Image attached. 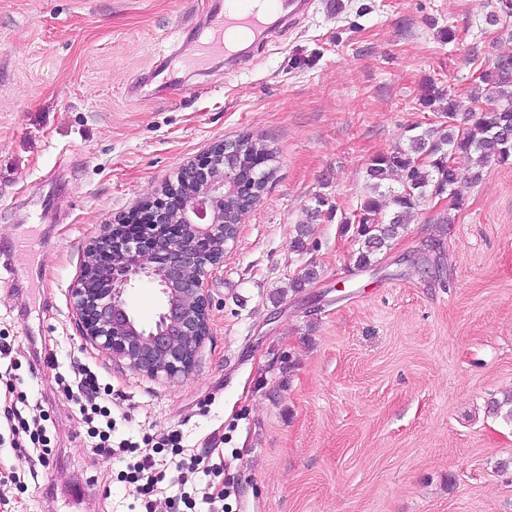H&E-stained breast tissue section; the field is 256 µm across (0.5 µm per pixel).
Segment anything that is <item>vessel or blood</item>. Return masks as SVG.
I'll return each instance as SVG.
<instances>
[{"instance_id":"b4317fda","label":"vessel or blood","mask_w":512,"mask_h":512,"mask_svg":"<svg viewBox=\"0 0 512 512\" xmlns=\"http://www.w3.org/2000/svg\"><path fill=\"white\" fill-rule=\"evenodd\" d=\"M315 0H212L209 34L197 44V61L216 55L233 61L256 49L255 34H273L305 18Z\"/></svg>"}]
</instances>
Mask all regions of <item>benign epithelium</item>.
Wrapping results in <instances>:
<instances>
[{"label":"benign epithelium","instance_id":"benign-epithelium-1","mask_svg":"<svg viewBox=\"0 0 512 512\" xmlns=\"http://www.w3.org/2000/svg\"><path fill=\"white\" fill-rule=\"evenodd\" d=\"M246 141L226 139L181 166L160 195L136 215L107 228L88 248L71 290L84 336L134 371L177 379L190 375L209 335L206 284L224 261V206L242 207L263 195L266 171L250 163ZM157 284L164 305L146 329L129 312L125 293L136 282Z\"/></svg>","mask_w":512,"mask_h":512}]
</instances>
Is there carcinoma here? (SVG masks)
Returning a JSON list of instances; mask_svg holds the SVG:
<instances>
[{
  "instance_id": "carcinoma-1",
  "label": "carcinoma",
  "mask_w": 512,
  "mask_h": 512,
  "mask_svg": "<svg viewBox=\"0 0 512 512\" xmlns=\"http://www.w3.org/2000/svg\"><path fill=\"white\" fill-rule=\"evenodd\" d=\"M512 16V0H495L486 14L489 25L502 15ZM471 106L458 119L460 104L446 91L429 84L421 105L443 113L437 126L412 127L407 145L373 156L366 167L369 194L346 220L360 243L356 262L360 267L374 263V257L399 230L412 220L419 208L443 195L453 209L463 206L456 192L462 176L481 178L483 169L512 159V55L498 58L494 69L479 76L470 95ZM467 162V169L457 160ZM489 413L512 424V394L494 400Z\"/></svg>"
}]
</instances>
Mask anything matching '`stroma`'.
<instances>
[{"label":"stroma","instance_id":"1","mask_svg":"<svg viewBox=\"0 0 512 512\" xmlns=\"http://www.w3.org/2000/svg\"><path fill=\"white\" fill-rule=\"evenodd\" d=\"M485 3L316 0L235 72L194 67L186 44L167 86L155 57L209 25L208 0H0V336L51 451L25 492L0 486V512H142L62 392L83 366L112 395L113 441L180 432L154 455L156 512H204L169 482L194 456L224 512H512V426L487 413L512 391V160L462 181V210L428 201L372 266L344 226L368 160L439 123L423 85L468 102L512 54V21L488 25ZM243 134L273 149L274 174L207 282L197 366L134 372L83 337L84 254ZM318 195L332 211L312 221ZM308 266L317 279L291 291Z\"/></svg>","mask_w":512,"mask_h":512}]
</instances>
